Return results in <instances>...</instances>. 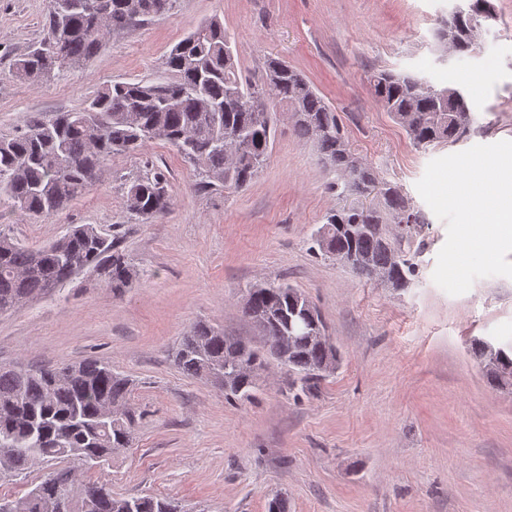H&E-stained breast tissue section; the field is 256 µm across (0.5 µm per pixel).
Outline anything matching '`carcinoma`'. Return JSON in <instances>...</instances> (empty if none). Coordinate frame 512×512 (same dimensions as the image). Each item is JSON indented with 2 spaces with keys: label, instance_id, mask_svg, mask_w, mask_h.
<instances>
[{
  "label": "carcinoma",
  "instance_id": "obj_1",
  "mask_svg": "<svg viewBox=\"0 0 512 512\" xmlns=\"http://www.w3.org/2000/svg\"><path fill=\"white\" fill-rule=\"evenodd\" d=\"M66 33L56 36L61 0H50L43 36L13 63V75L37 86L55 72L92 56L114 30L135 27L175 7L177 0H69ZM449 22L469 27L473 7L468 0ZM268 89L242 77L231 48V34L217 17L201 23L168 52L164 70L149 82H113L103 86L78 110L33 119L27 130L0 137V201L25 220L49 218L90 189L119 153H134L151 144L173 146L194 166L196 187L241 189L253 182L271 152L276 112L293 119L299 138L314 143L320 162L336 174L344 204L325 216L332 234L324 254L340 253L358 275L381 278L394 288H407L415 276L411 256L401 242L428 223L394 184L379 180L370 164L348 145L336 110L307 78L284 61L270 58ZM371 87L388 114L405 130L413 145L427 149L454 144L474 131L473 112H464V93L455 87L437 89L410 73L378 70ZM457 118L455 126L448 118ZM173 206L166 175L151 168L129 181L126 209L149 221ZM90 272L118 292L137 277L125 251L112 236L92 224H73L65 234L40 247L24 245L0 231V314L51 293L75 276ZM309 299L287 284H260L247 290L243 314L265 337L266 349L244 352L206 323H197L181 337L172 353L185 376L208 378V367L237 370L228 399L251 400L269 359L286 366L294 378L289 389L311 393L323 373L320 366L338 355L330 338L296 343L286 349L271 339L280 335L298 303ZM480 360L498 366L486 372L490 384L512 374V345L491 347L476 339L471 347ZM133 379L112 365L86 359L57 368L0 366V468L17 476L36 462L65 464L39 483L42 495L13 498L16 512H45L43 499L64 483L95 484L91 471L112 460V449L128 448L140 416L130 405ZM128 497H108L74 512H124ZM137 512H179L166 497L139 496Z\"/></svg>",
  "mask_w": 512,
  "mask_h": 512
}]
</instances>
